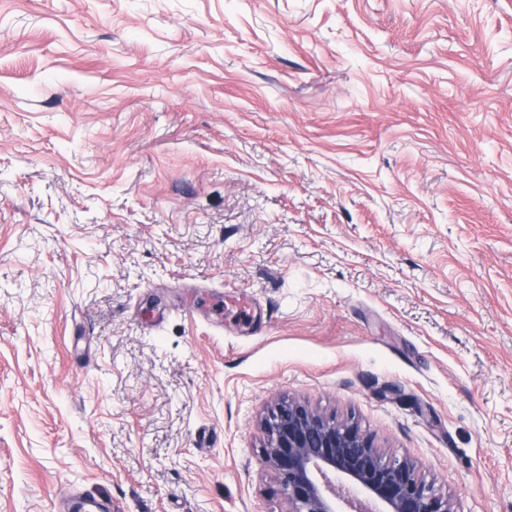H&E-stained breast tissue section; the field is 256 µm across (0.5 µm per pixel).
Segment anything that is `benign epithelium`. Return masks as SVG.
Wrapping results in <instances>:
<instances>
[{
  "label": "benign epithelium",
  "mask_w": 512,
  "mask_h": 512,
  "mask_svg": "<svg viewBox=\"0 0 512 512\" xmlns=\"http://www.w3.org/2000/svg\"><path fill=\"white\" fill-rule=\"evenodd\" d=\"M260 456L277 474L288 512H452L448 497L405 459L388 458L351 421L282 401L268 412Z\"/></svg>",
  "instance_id": "benign-epithelium-1"
}]
</instances>
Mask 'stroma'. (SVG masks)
Instances as JSON below:
<instances>
[{
    "instance_id": "1",
    "label": "stroma",
    "mask_w": 512,
    "mask_h": 512,
    "mask_svg": "<svg viewBox=\"0 0 512 512\" xmlns=\"http://www.w3.org/2000/svg\"><path fill=\"white\" fill-rule=\"evenodd\" d=\"M283 398L512 512V0H0V512H286Z\"/></svg>"
}]
</instances>
